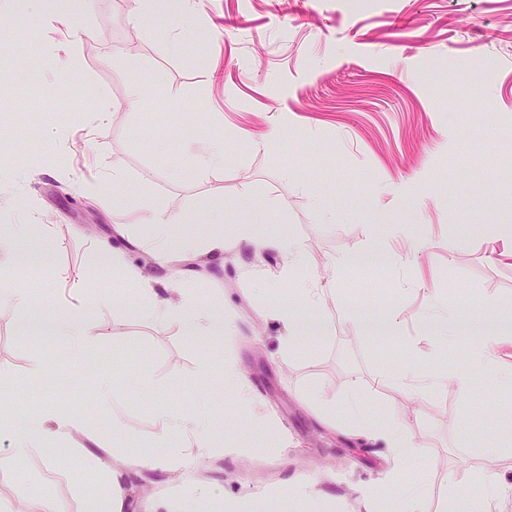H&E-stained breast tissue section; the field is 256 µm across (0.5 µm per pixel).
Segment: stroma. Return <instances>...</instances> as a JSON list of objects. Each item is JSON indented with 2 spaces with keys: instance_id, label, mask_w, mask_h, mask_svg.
<instances>
[{
  "instance_id": "obj_1",
  "label": "stroma",
  "mask_w": 512,
  "mask_h": 512,
  "mask_svg": "<svg viewBox=\"0 0 512 512\" xmlns=\"http://www.w3.org/2000/svg\"><path fill=\"white\" fill-rule=\"evenodd\" d=\"M185 20H134L133 0H86L73 41L54 66L43 57L61 41L57 24L28 13L0 22V167L22 178L0 184V224H44L53 263L83 274L87 292L64 295L46 270L22 273L43 290L40 310L67 296L74 306L109 292L100 326L83 353L37 342L0 311V414L32 419L63 407L83 434L48 459L32 450L13 478H0V512H33L36 499L84 512L83 490L121 471L126 512H152L180 489L188 512H308L284 494L307 484L323 512H365L364 494L385 486L395 461L381 438L351 433L341 403L359 390L365 410L403 421L419 447L404 472L422 490V512H444L451 482L494 476L512 497V387L470 370L466 338L437 337L422 350L434 305L469 306L512 322V257L492 225L512 227V0H196ZM138 79L143 96L122 100ZM114 105L93 140L86 113ZM274 135L268 149L254 142ZM224 143L223 166L199 169L186 139ZM48 151L66 170L41 168ZM121 171L124 182L89 198L83 183ZM134 206L154 201L194 224L224 216L228 243L204 265L183 264L180 285L231 317L230 343L192 340L179 325L140 321L135 284L90 266L100 241L131 265L147 254L141 227L112 222V195ZM248 225L299 240L307 268L324 288L325 330L291 355L272 302L298 299L275 252L232 243ZM383 257L361 260L368 246ZM395 307V340L359 333L360 312ZM232 356L271 429L241 415L221 373L202 361ZM43 360L38 381L26 374ZM440 372L469 371L455 386L421 396L387 383L415 362ZM111 378L112 413L97 386ZM207 412L219 437L244 452L148 469L138 456L166 457L158 413Z\"/></svg>"
}]
</instances>
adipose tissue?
I'll return each mask as SVG.
<instances>
[{"label": "adipose tissue", "mask_w": 512, "mask_h": 512, "mask_svg": "<svg viewBox=\"0 0 512 512\" xmlns=\"http://www.w3.org/2000/svg\"><path fill=\"white\" fill-rule=\"evenodd\" d=\"M136 213L137 221L143 228V235L149 243L152 257L151 266L137 267L128 264L122 253L113 251L107 244H99L91 254L92 266L107 268L123 274L138 287L139 303L136 314L139 319L163 329L173 323L183 326L190 337L207 336L225 339L228 335V318L214 307L205 305L193 295L183 293L178 288L179 273L172 265L178 261H200L203 256L220 253L224 250V230L222 225H211L208 231L188 226L187 216L179 211L162 214L151 204H142L137 210H130L121 198H114L112 215L121 218L127 213ZM182 225V232H172V225ZM31 227L27 224L0 225V310L29 309L41 294L22 286L12 271L18 265L19 247L28 241ZM238 240L247 242L256 251H272L288 258L290 271L299 275L297 286L305 305L314 310L319 306L322 288L313 274L304 272L302 250L293 239L274 233H260L244 226L238 229ZM161 267L166 271L164 280H156L151 267ZM113 302L112 295L97 294L91 304L79 309L56 308L53 316L44 324L43 330L49 337L64 341L72 353H79L91 336L96 335L98 324L93 319L94 309L106 307ZM512 348V335L494 333L476 342L472 352V366L490 371L495 378L512 385V361L507 360L506 351ZM220 371L225 378L235 383L234 396L240 411L246 413L256 424H266L263 407L252 396L250 387L237 377V367L232 359L221 364L203 361L200 373ZM404 389L419 396L429 390L448 384L467 390V377L450 378L418 364L402 373L398 379ZM344 410L355 423L360 433L366 436L382 437L388 442L396 463L405 467L417 453L408 427L395 418L373 417L366 413L358 394H350L344 402ZM83 420L74 414L52 409L41 416L25 420L10 421L9 430L14 444L9 455L0 457V474L7 476L20 469L29 449L44 448L47 455H55L57 445L80 432ZM159 439L163 443H174L173 458L178 462L190 461L193 455L214 453L232 454L234 443H220L213 435L210 418L193 413H166L160 419ZM393 473L390 485L399 504L398 512H420L418 494L406 491L401 483V475Z\"/></svg>", "instance_id": "1"}]
</instances>
